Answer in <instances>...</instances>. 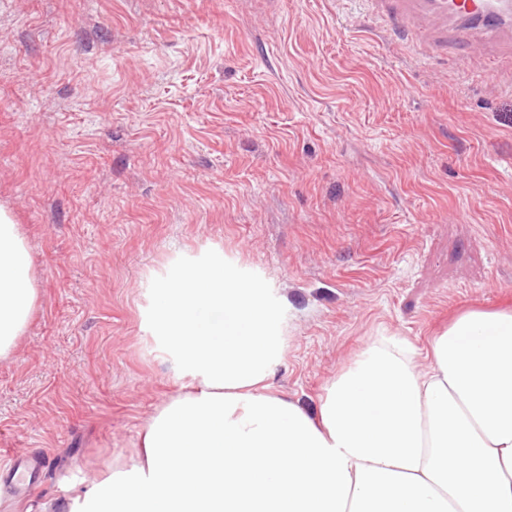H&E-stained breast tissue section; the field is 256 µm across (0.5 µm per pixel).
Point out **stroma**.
I'll use <instances>...</instances> for the list:
<instances>
[{
  "label": "stroma",
  "instance_id": "stroma-1",
  "mask_svg": "<svg viewBox=\"0 0 512 512\" xmlns=\"http://www.w3.org/2000/svg\"><path fill=\"white\" fill-rule=\"evenodd\" d=\"M512 27L394 52L362 0H0V206L38 274L0 362V512H72L183 383L145 315L208 247L286 322L274 391L316 411L369 343L512 305Z\"/></svg>",
  "mask_w": 512,
  "mask_h": 512
}]
</instances>
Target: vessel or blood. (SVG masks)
Segmentation results:
<instances>
[{"mask_svg":"<svg viewBox=\"0 0 512 512\" xmlns=\"http://www.w3.org/2000/svg\"><path fill=\"white\" fill-rule=\"evenodd\" d=\"M369 15L389 26L393 39L421 53H437L448 42V23L461 30H493L512 20V0H363Z\"/></svg>","mask_w":512,"mask_h":512,"instance_id":"vessel-or-blood-1","label":"vessel or blood"}]
</instances>
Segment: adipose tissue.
I'll list each match as a JSON object with an SVG mask.
<instances>
[{
    "instance_id": "1",
    "label": "adipose tissue",
    "mask_w": 512,
    "mask_h": 512,
    "mask_svg": "<svg viewBox=\"0 0 512 512\" xmlns=\"http://www.w3.org/2000/svg\"><path fill=\"white\" fill-rule=\"evenodd\" d=\"M153 293L152 334L192 382L83 512H512L511 308L466 311L425 350L369 343L312 415L272 391L282 311L223 250ZM37 298L26 239L0 208L1 361Z\"/></svg>"
}]
</instances>
